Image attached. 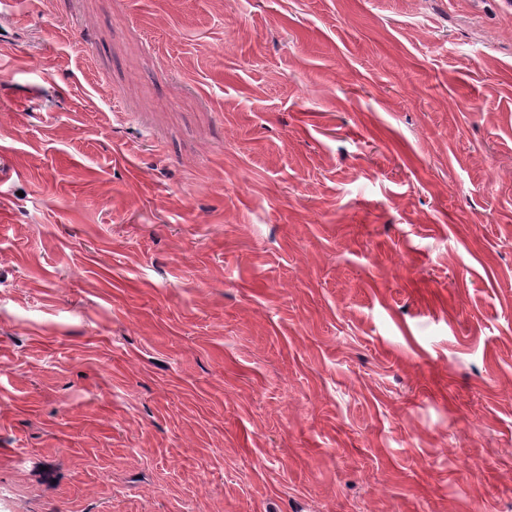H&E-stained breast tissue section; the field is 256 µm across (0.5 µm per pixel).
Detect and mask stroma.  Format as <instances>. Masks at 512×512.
<instances>
[{
	"label": "stroma",
	"instance_id": "obj_1",
	"mask_svg": "<svg viewBox=\"0 0 512 512\" xmlns=\"http://www.w3.org/2000/svg\"><path fill=\"white\" fill-rule=\"evenodd\" d=\"M0 512H512L503 0L0 19Z\"/></svg>",
	"mask_w": 512,
	"mask_h": 512
}]
</instances>
